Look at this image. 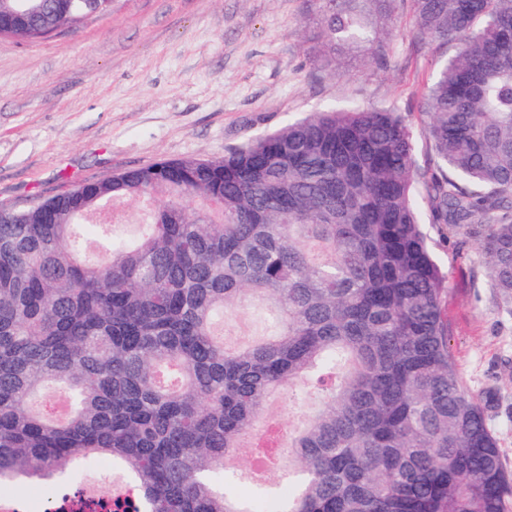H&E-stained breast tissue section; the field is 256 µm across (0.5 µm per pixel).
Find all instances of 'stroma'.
<instances>
[{
	"mask_svg": "<svg viewBox=\"0 0 512 512\" xmlns=\"http://www.w3.org/2000/svg\"><path fill=\"white\" fill-rule=\"evenodd\" d=\"M394 18L383 56L333 72L308 55L310 0H114L111 13L48 38H0V206L160 160L219 158L329 106L401 112L427 166L423 93L455 46L416 42L406 0ZM434 251L460 374L471 389L497 387L512 473V316L477 276L473 247L438 240Z\"/></svg>",
	"mask_w": 512,
	"mask_h": 512,
	"instance_id": "35a3bbf8",
	"label": "stroma"
}]
</instances>
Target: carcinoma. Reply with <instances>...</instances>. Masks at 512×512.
<instances>
[{
    "label": "carcinoma",
    "instance_id": "cac0c4a2",
    "mask_svg": "<svg viewBox=\"0 0 512 512\" xmlns=\"http://www.w3.org/2000/svg\"><path fill=\"white\" fill-rule=\"evenodd\" d=\"M311 2L320 68L384 52L396 0ZM408 2L417 41L456 48L422 103L434 166L401 113L331 109L0 211V494L109 458L147 512H507L498 389L460 375L430 230L474 247L512 315V0ZM30 3L0 0L1 37L41 40L101 5ZM124 200L146 208L130 235L116 209L80 215ZM251 309L262 337L216 339ZM48 382L71 393L64 420L32 403ZM276 397L299 425L269 416ZM248 437L251 468H288L287 496L231 490Z\"/></svg>",
    "mask_w": 512,
    "mask_h": 512
}]
</instances>
